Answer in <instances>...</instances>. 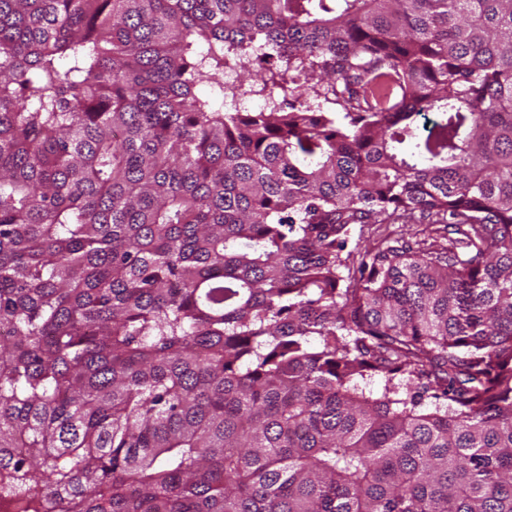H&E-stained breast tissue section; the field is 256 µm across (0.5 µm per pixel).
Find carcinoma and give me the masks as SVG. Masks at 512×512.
<instances>
[{"label":"carcinoma","mask_w":512,"mask_h":512,"mask_svg":"<svg viewBox=\"0 0 512 512\" xmlns=\"http://www.w3.org/2000/svg\"><path fill=\"white\" fill-rule=\"evenodd\" d=\"M0 471L512 512V0H0ZM424 227L425 224H409L405 227H402V224H371L369 226H365L363 231L360 232V227L357 225L353 229L349 249H353L355 244H358V249L363 251L369 241H373L375 239L379 240L388 233H392V238L400 237L402 235L405 240H415V237L412 238L410 233H413L414 230H421Z\"/></svg>","instance_id":"1"}]
</instances>
